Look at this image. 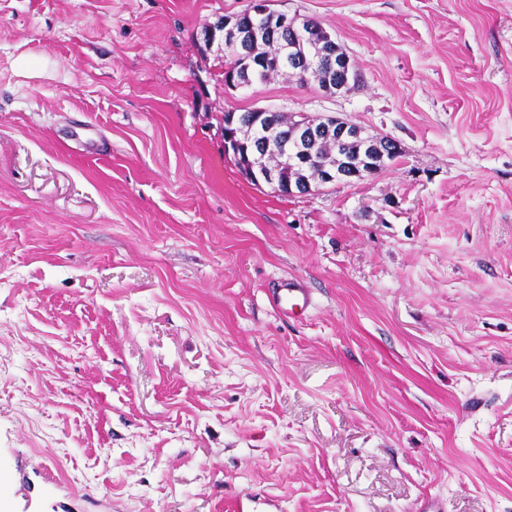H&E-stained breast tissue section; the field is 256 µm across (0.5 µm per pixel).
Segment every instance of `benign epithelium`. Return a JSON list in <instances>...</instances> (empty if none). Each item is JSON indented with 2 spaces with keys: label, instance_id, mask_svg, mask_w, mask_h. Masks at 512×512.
<instances>
[{
  "label": "benign epithelium",
  "instance_id": "benign-epithelium-1",
  "mask_svg": "<svg viewBox=\"0 0 512 512\" xmlns=\"http://www.w3.org/2000/svg\"><path fill=\"white\" fill-rule=\"evenodd\" d=\"M249 12L260 16H270L273 30L291 32L293 43L280 44V53L288 55L301 49L314 60L323 59V66L310 71L305 78H323L324 89L336 87L333 78L348 71L349 56L342 51L322 25H316L311 18H301L296 14L271 8V0H250ZM263 32L245 25L224 24V43L234 46H246L260 39ZM290 133L287 136L288 149L280 155L269 154L263 149L250 155L236 153L237 139L259 138L269 133L265 125L271 121L272 112L265 107L255 108V119L246 126L233 132H224V150L232 155L241 170L257 182H265L289 194L309 193L327 184L352 181L358 175L356 167L345 164L338 168L319 160L317 146L321 139L327 138L342 145L348 142L359 144V158L367 167L380 170L385 167V153L381 149L379 138L365 134L363 129L346 118L322 115L311 112L290 113Z\"/></svg>",
  "mask_w": 512,
  "mask_h": 512
}]
</instances>
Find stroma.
<instances>
[{"label": "stroma", "instance_id": "35a3bbf8", "mask_svg": "<svg viewBox=\"0 0 512 512\" xmlns=\"http://www.w3.org/2000/svg\"><path fill=\"white\" fill-rule=\"evenodd\" d=\"M248 3L0 0V482L43 454L74 496L32 512H512V0H274L350 56L336 95L225 87ZM256 107L402 155L287 196L224 152ZM269 305L284 318L304 314L313 304L311 288L294 277L281 278L266 292Z\"/></svg>", "mask_w": 512, "mask_h": 512}]
</instances>
